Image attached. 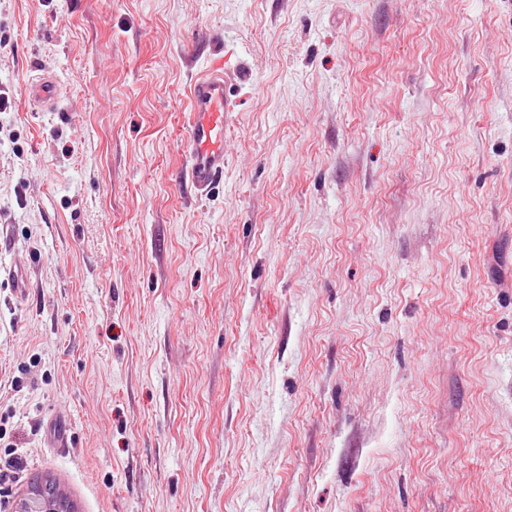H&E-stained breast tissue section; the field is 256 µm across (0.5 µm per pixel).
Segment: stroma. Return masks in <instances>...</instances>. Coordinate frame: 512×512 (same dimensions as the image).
<instances>
[{
	"instance_id": "1",
	"label": "stroma",
	"mask_w": 512,
	"mask_h": 512,
	"mask_svg": "<svg viewBox=\"0 0 512 512\" xmlns=\"http://www.w3.org/2000/svg\"><path fill=\"white\" fill-rule=\"evenodd\" d=\"M0 97V512H512V0H0ZM236 78V73L224 69V61H218L197 76L190 88L183 179L200 195L224 174V128L239 105L229 92ZM30 103L43 109L56 108L60 100L57 82L48 75L32 80L28 85ZM14 511L76 512L73 504L64 497L59 487L49 480L34 483L17 501Z\"/></svg>"
}]
</instances>
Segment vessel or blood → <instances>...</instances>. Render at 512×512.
Returning <instances> with one entry per match:
<instances>
[{
  "instance_id": "obj_1",
  "label": "vessel or blood",
  "mask_w": 512,
  "mask_h": 512,
  "mask_svg": "<svg viewBox=\"0 0 512 512\" xmlns=\"http://www.w3.org/2000/svg\"><path fill=\"white\" fill-rule=\"evenodd\" d=\"M235 79V73L225 70L223 62L218 61L197 76L190 88L183 179L201 195L210 191L224 173V130L238 107L230 94ZM28 90L32 105L43 109L57 107L60 89L52 77H37L29 83Z\"/></svg>"
}]
</instances>
